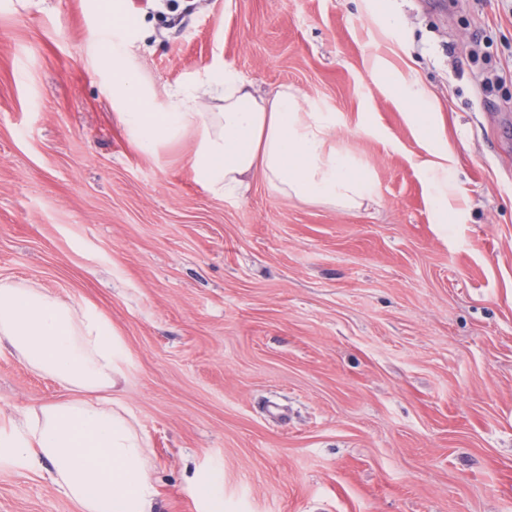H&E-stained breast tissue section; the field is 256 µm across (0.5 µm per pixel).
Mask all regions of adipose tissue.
<instances>
[{
	"label": "adipose tissue",
	"mask_w": 512,
	"mask_h": 512,
	"mask_svg": "<svg viewBox=\"0 0 512 512\" xmlns=\"http://www.w3.org/2000/svg\"><path fill=\"white\" fill-rule=\"evenodd\" d=\"M106 64L112 97L124 108L123 122L136 146L152 153L193 130L191 170L214 195L237 196L258 175L275 195L335 209L356 210L377 195L368 172L333 143L335 114L317 111L291 87L261 95L224 69L208 79L215 111L200 110L194 97L185 95L158 112L121 51H112ZM378 78L404 104L427 146L419 167L435 223H457L451 202L459 189L448 142L433 132L432 102L388 71H379ZM2 351L56 379L70 396L30 410L16 434L0 435V456L24 468H45L81 512H152L157 497L148 475L152 450L123 403L111 395L124 349L107 317L48 289L0 279Z\"/></svg>",
	"instance_id": "adipose-tissue-1"
}]
</instances>
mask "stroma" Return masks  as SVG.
Here are the masks:
<instances>
[{
  "instance_id": "35a3bbf8",
  "label": "stroma",
  "mask_w": 512,
  "mask_h": 512,
  "mask_svg": "<svg viewBox=\"0 0 512 512\" xmlns=\"http://www.w3.org/2000/svg\"><path fill=\"white\" fill-rule=\"evenodd\" d=\"M112 49L161 110L217 69L298 90L375 201L213 196L192 134L130 142ZM377 66L434 102L460 223ZM0 278L111 320L156 512L216 470L222 512H512V0H0ZM67 395L0 353V434ZM0 512L79 508L0 458Z\"/></svg>"
}]
</instances>
